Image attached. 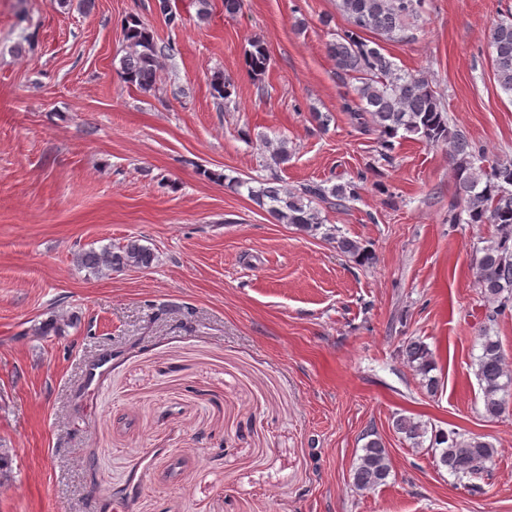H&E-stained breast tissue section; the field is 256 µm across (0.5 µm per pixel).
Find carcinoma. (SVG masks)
I'll use <instances>...</instances> for the list:
<instances>
[{
  "label": "carcinoma",
  "instance_id": "cac0c4a2",
  "mask_svg": "<svg viewBox=\"0 0 512 512\" xmlns=\"http://www.w3.org/2000/svg\"><path fill=\"white\" fill-rule=\"evenodd\" d=\"M424 0H340L339 10L348 20V28L336 33L326 46L337 72L355 80V97L343 99L342 111L350 114L364 133L384 138L416 136L428 145L446 147L452 161L457 198L468 224H490L494 236L475 251L474 269L489 321L512 309V160H495L486 164L484 150L473 146L466 136L448 128V114L431 84L422 73H409L398 67L384 53L382 43L404 41L413 36L421 17ZM371 33L374 38L363 37ZM129 52L122 60L121 74L126 82L146 91L154 87L161 67L149 24L140 17L125 23ZM487 42L494 54L496 82L512 94V15L492 25ZM246 58L254 75L268 68L270 56L260 41L250 43ZM218 98L227 100L232 84L218 72L212 77ZM231 186L247 188L249 199L268 212L280 224H295L302 230L318 232L324 223L315 203L342 206L354 198L358 186L349 182L331 188L318 183L290 189L276 177L263 179L259 185L230 178ZM325 236L336 241L337 248L360 262L372 259L371 250L331 231ZM150 248L137 239L119 247L90 249L77 254L76 263L95 273L139 270L152 265ZM405 362L430 394L438 390L439 381L431 375L435 358L427 344L410 340L402 348ZM475 375L483 396L484 414L489 419L504 413L506 401L499 396L512 385V367L503 355L499 340L481 337V354L475 362ZM393 428L411 447L419 450L424 442L442 466L464 483L473 494L483 492L482 481L488 476L497 449L483 437L442 428L429 429L420 420L399 415ZM392 466L388 448L379 438L365 443L352 468L353 488L368 493L387 482Z\"/></svg>",
  "mask_w": 512,
  "mask_h": 512
}]
</instances>
